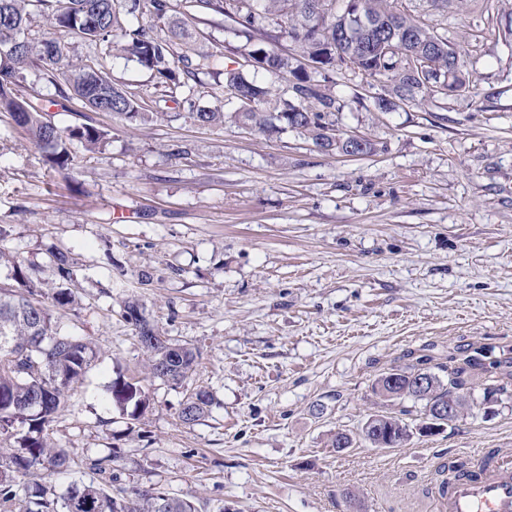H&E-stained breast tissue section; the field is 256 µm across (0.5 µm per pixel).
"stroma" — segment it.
<instances>
[{
	"instance_id": "35a3bbf8",
	"label": "stroma",
	"mask_w": 512,
	"mask_h": 512,
	"mask_svg": "<svg viewBox=\"0 0 512 512\" xmlns=\"http://www.w3.org/2000/svg\"><path fill=\"white\" fill-rule=\"evenodd\" d=\"M402 3L460 50L471 88L384 111L381 80L339 71L329 90L346 106L334 121L371 140L362 157L181 111L173 99L187 94L233 110L226 67L275 92L286 85L248 65L246 38L206 9L194 27L208 72L191 90L157 85L127 58L121 31L98 45L72 39L71 59L98 58L144 102L133 124L22 70L16 95L48 120L108 134L102 151L72 146L71 165L54 170L0 112V288L18 261L52 292L46 247L70 253L76 303L53 321L98 351L49 432L76 477L112 446L125 486L192 498L202 512H436L449 463H477L482 448L512 454V386L491 393L471 379L461 415L432 435L419 431L423 402L372 390L419 357L435 367L469 345L512 348V0ZM131 299L198 351L182 384L148 378L123 317ZM120 373L143 379L151 399L133 426L107 399ZM200 387L211 412L184 424L181 400ZM398 413L403 444L359 441L369 417ZM339 431L356 436L352 448H332Z\"/></svg>"
}]
</instances>
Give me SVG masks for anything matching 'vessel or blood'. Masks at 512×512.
I'll list each match as a JSON object with an SVG mask.
<instances>
[{
	"label": "vessel or blood",
	"instance_id": "vessel-or-blood-1",
	"mask_svg": "<svg viewBox=\"0 0 512 512\" xmlns=\"http://www.w3.org/2000/svg\"><path fill=\"white\" fill-rule=\"evenodd\" d=\"M439 512H512V456L472 478L449 483L438 499Z\"/></svg>",
	"mask_w": 512,
	"mask_h": 512
}]
</instances>
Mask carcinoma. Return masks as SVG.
I'll list each match as a JSON object with an SVG mask.
<instances>
[{
    "label": "carcinoma",
    "instance_id": "1",
    "mask_svg": "<svg viewBox=\"0 0 512 512\" xmlns=\"http://www.w3.org/2000/svg\"><path fill=\"white\" fill-rule=\"evenodd\" d=\"M180 12L171 0H0V111L12 116L32 142L44 152L53 169H65L72 156L68 145L76 144L95 153L105 145L106 133L88 125L60 129L46 120L33 105H20L12 85L19 70L33 64L40 76L52 84L63 79L72 95L89 107L110 112L129 123L144 118V107L112 84L103 64L87 60L68 64L59 73L58 61L67 59L65 45L56 38L42 41L33 50L25 40L32 14L51 17L55 30L74 35L88 43L108 40L116 29L124 32L123 52L134 58L161 84L178 88L181 76L198 77L203 64H193L186 9L199 6L224 15L239 32L267 34L278 28V37L297 45L308 66L292 65L289 56L255 43L247 56L252 67L288 75V85L277 97L248 80L238 69H224V87L243 100L231 112L199 109L191 113L198 123L219 126L226 119L258 132L288 129L307 133L313 144L324 150H339L335 124L327 117L343 110L345 103L326 92V84L343 67H352L386 82L387 96L401 98L409 90L411 67L420 69L423 80L437 85L433 91H417L405 101L415 102L448 96L469 85L462 70L459 51L448 39L431 30L418 17L400 9L398 0H359L363 20L350 23L336 11V0H180ZM144 17V23L123 20ZM181 49L175 56L173 48ZM62 279L44 300L27 268L14 263L15 289L0 291V441H14L15 448H0V512H198L189 499L156 488L135 489L117 484L112 465L120 451L108 448L106 455L92 458L87 469L90 482L73 480L63 494L43 481L39 471L51 476L70 474V461L62 448L51 447L46 431L68 403L71 387L84 380L96 358L95 345L79 336L62 335L53 325L51 309L66 311L76 302L71 288L73 260L54 245L48 247ZM124 317L150 355V374L179 383L194 370L197 352L188 346L170 343L145 317L136 301L124 307ZM512 366V352L494 348L467 349L462 365L448 368L443 378L429 371L432 387L426 394L412 391L420 368L395 367L399 391L388 387L382 375L373 391L384 398L411 397L424 402L426 419L433 418L439 404L465 399L463 394L471 373L495 374ZM108 400L130 421L140 420L150 407V399L140 381L118 375L108 389ZM214 403L213 394L202 388L186 393L180 419L195 424ZM382 429L397 436H409L408 425L397 416L383 415Z\"/></svg>",
    "mask_w": 512,
    "mask_h": 512
}]
</instances>
